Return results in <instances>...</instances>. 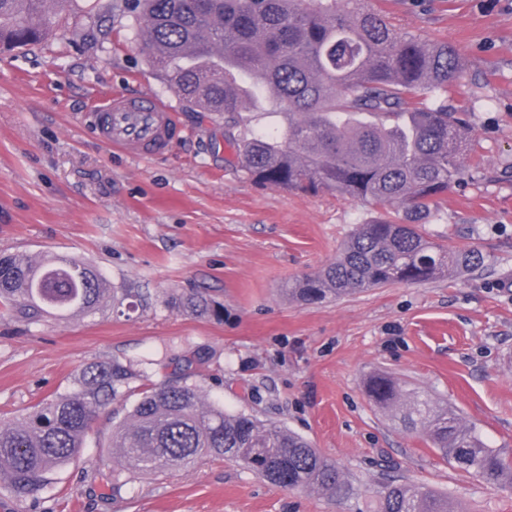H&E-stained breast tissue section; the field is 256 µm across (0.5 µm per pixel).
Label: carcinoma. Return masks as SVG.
Wrapping results in <instances>:
<instances>
[{
	"label": "carcinoma",
	"instance_id": "carcinoma-1",
	"mask_svg": "<svg viewBox=\"0 0 512 512\" xmlns=\"http://www.w3.org/2000/svg\"><path fill=\"white\" fill-rule=\"evenodd\" d=\"M138 36L149 64L183 106L219 112L243 126L232 136L240 169L254 183L289 192L334 191L379 209L360 224L336 259L288 286V296L323 302L368 288L416 284L478 267L482 256L426 237L418 221L460 173L468 142L464 119L448 111V89L462 74L445 39L403 32L369 0H135ZM58 13L47 0H0V49L39 43ZM267 91L279 127L255 133L242 113L262 107ZM398 205L404 218L388 208ZM115 294L91 265L64 256L34 261L0 255V311L30 323L88 314ZM219 318L224 308L203 294L179 302ZM133 373L94 362L65 394L41 400L28 416L0 420V480L18 500L34 496L80 454L99 409L116 399ZM368 398L425 434L457 468L512 487V456L491 448L453 408H440L384 374ZM111 448L133 472L186 468L204 458L238 462L289 490L328 498L349 491L337 466L309 441L252 414L202 406L194 385L165 379L113 426ZM376 512H456L448 497L423 486L386 485Z\"/></svg>",
	"mask_w": 512,
	"mask_h": 512
}]
</instances>
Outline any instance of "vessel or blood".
<instances>
[{
  "instance_id": "b4317fda",
  "label": "vessel or blood",
  "mask_w": 512,
  "mask_h": 512,
  "mask_svg": "<svg viewBox=\"0 0 512 512\" xmlns=\"http://www.w3.org/2000/svg\"><path fill=\"white\" fill-rule=\"evenodd\" d=\"M94 112L102 141L134 157L162 156L181 137L174 110L150 94L108 93L96 99Z\"/></svg>"
}]
</instances>
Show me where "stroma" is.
Returning a JSON list of instances; mask_svg holds the SVG:
<instances>
[{
  "mask_svg": "<svg viewBox=\"0 0 512 512\" xmlns=\"http://www.w3.org/2000/svg\"><path fill=\"white\" fill-rule=\"evenodd\" d=\"M371 5L402 30L448 40L465 60L448 92L471 130L463 171L420 224L483 263L319 304L289 300L285 285L332 262L377 210L247 179L223 116L185 110L147 64L125 0H68L46 41L0 53V254L69 255L141 297L124 314L108 304L36 323L0 313V418L70 391L93 362L134 374L81 453L34 497L0 490V512H375L382 485L399 479L447 495L458 512H512V491L457 469L365 393L370 375L388 373L512 452V0ZM115 90L167 100L182 138L159 157L107 147L89 108ZM196 293L223 304V320L164 304ZM177 356L192 358L185 377L204 403L303 436L353 495L280 488L228 460L125 470L112 425L138 386L173 373Z\"/></svg>",
  "mask_w": 512,
  "mask_h": 512,
  "instance_id": "35a3bbf8",
  "label": "stroma"
}]
</instances>
